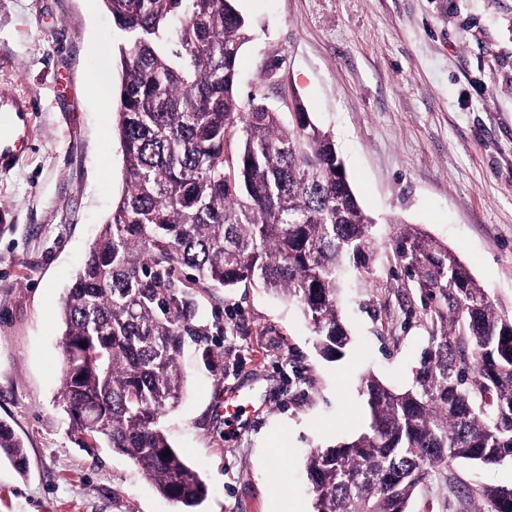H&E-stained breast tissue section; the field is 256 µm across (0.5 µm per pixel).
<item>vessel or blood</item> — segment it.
I'll return each mask as SVG.
<instances>
[{
  "mask_svg": "<svg viewBox=\"0 0 512 512\" xmlns=\"http://www.w3.org/2000/svg\"><path fill=\"white\" fill-rule=\"evenodd\" d=\"M30 99L12 89L0 88V171L14 167L27 153L31 137ZM255 410L250 394L234 390L224 400L227 433L242 429Z\"/></svg>",
  "mask_w": 512,
  "mask_h": 512,
  "instance_id": "1",
  "label": "vessel or blood"
}]
</instances>
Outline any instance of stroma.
<instances>
[{
  "label": "stroma",
  "instance_id": "1",
  "mask_svg": "<svg viewBox=\"0 0 512 512\" xmlns=\"http://www.w3.org/2000/svg\"><path fill=\"white\" fill-rule=\"evenodd\" d=\"M253 27L240 96L293 99L330 131L375 224L374 274L341 297L351 350L328 362L263 289L205 297L210 356L186 350L165 427L207 487L202 512H311V450L367 424L361 380L412 382L431 323L396 264V223L448 245L512 314V0H237ZM124 33L103 0H0V85L31 98L32 148L0 171V419L30 461L0 460V512H179L129 460L87 452L59 405V307L123 187L115 129ZM109 74L107 92L94 84ZM263 406L225 431V391Z\"/></svg>",
  "mask_w": 512,
  "mask_h": 512
}]
</instances>
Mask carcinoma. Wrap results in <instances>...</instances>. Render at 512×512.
I'll list each match as a JSON object with an SVG mask.
<instances>
[{"label":"carcinoma","mask_w":512,"mask_h":512,"mask_svg":"<svg viewBox=\"0 0 512 512\" xmlns=\"http://www.w3.org/2000/svg\"><path fill=\"white\" fill-rule=\"evenodd\" d=\"M103 3L126 34L124 187L62 298L60 406L79 447L126 456L197 512L206 485L162 418L186 392L185 346L210 352L199 296L244 283L292 302L335 361L351 344L339 296L348 268L374 274L375 221L302 102L279 112L240 98L251 26L235 0ZM393 253L425 303L429 347L405 389L363 378L364 432L309 453L313 512H409L418 487L459 460L512 462V315L422 230L399 225ZM2 458L28 468L0 419ZM449 480L463 512H512V488Z\"/></svg>","instance_id":"1"}]
</instances>
